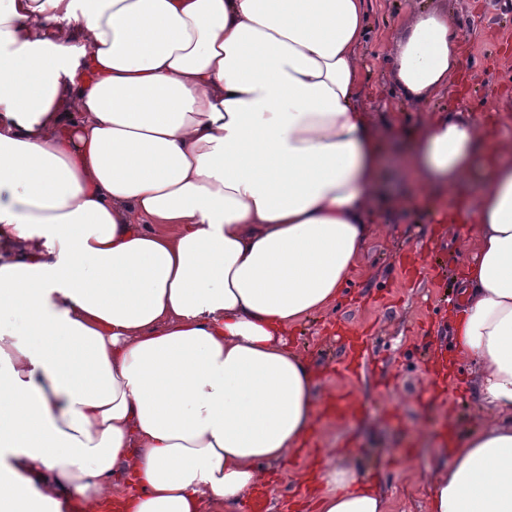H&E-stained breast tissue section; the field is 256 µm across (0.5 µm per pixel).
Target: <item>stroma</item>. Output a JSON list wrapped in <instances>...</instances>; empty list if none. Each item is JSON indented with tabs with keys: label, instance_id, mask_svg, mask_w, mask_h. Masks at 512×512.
Returning a JSON list of instances; mask_svg holds the SVG:
<instances>
[{
	"label": "stroma",
	"instance_id": "35a3bbf8",
	"mask_svg": "<svg viewBox=\"0 0 512 512\" xmlns=\"http://www.w3.org/2000/svg\"><path fill=\"white\" fill-rule=\"evenodd\" d=\"M368 2L357 106L374 122L386 160L376 200L380 227L335 308L288 336L317 372V403L343 399L349 408L338 417L319 414L311 443L272 468L269 512H315L316 493L301 476L325 448L364 468L391 512H425L416 468L445 464L444 437H465L486 421L471 364L458 363L446 383L432 376L437 350L451 347L448 308L460 271V229L438 223L430 202L415 201L406 174L412 136L425 119L404 99L393 68L411 11L406 0ZM508 33L512 0H468L458 24L465 87L434 99L430 110L470 111L492 135L512 136V57L501 56Z\"/></svg>",
	"mask_w": 512,
	"mask_h": 512
}]
</instances>
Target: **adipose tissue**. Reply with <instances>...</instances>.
I'll list each match as a JSON object with an SVG mask.
<instances>
[{"label": "adipose tissue", "instance_id": "adipose-tissue-1", "mask_svg": "<svg viewBox=\"0 0 512 512\" xmlns=\"http://www.w3.org/2000/svg\"><path fill=\"white\" fill-rule=\"evenodd\" d=\"M367 0H9L0 7V392L23 399V498L0 512H234L317 416L288 333L339 300L374 225L377 131L356 105ZM447 10L394 71L455 82ZM451 311L487 420L420 472L426 512H512V139L428 112L422 194L461 184ZM316 512H389L324 449Z\"/></svg>", "mask_w": 512, "mask_h": 512}]
</instances>
